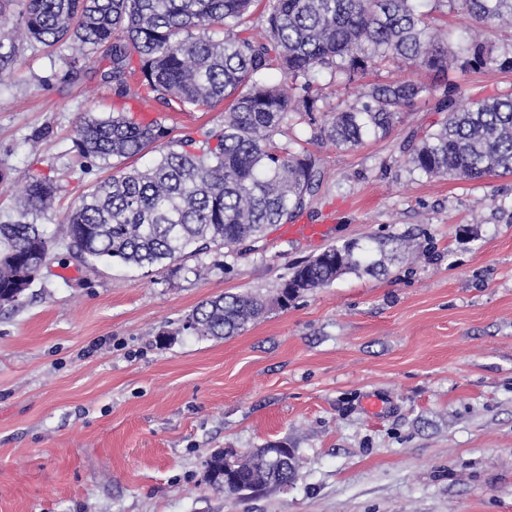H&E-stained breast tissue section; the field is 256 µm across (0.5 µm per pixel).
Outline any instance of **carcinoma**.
I'll list each match as a JSON object with an SVG mask.
<instances>
[{
  "instance_id": "obj_1",
  "label": "carcinoma",
  "mask_w": 512,
  "mask_h": 512,
  "mask_svg": "<svg viewBox=\"0 0 512 512\" xmlns=\"http://www.w3.org/2000/svg\"><path fill=\"white\" fill-rule=\"evenodd\" d=\"M259 0H23L20 19L0 53V83L15 76L24 45L69 42L61 58L66 73L101 52L111 64L103 74L113 96H130L129 69H140V87L183 112L221 102L224 124L197 137L168 138L169 128L125 112L86 115L73 147L80 157L112 164L115 172L80 194L63 215L66 249L89 271L97 264L180 269L187 259L224 248L255 250L273 224L305 211L322 185L320 159L286 139L305 124L311 139L356 147L385 135L399 115L420 99L436 100L447 113L436 130L411 136L403 161L428 178L478 181L512 174V93L455 102L438 83L409 78L375 82L364 101L323 111L318 76L350 84L389 63L424 68L439 77L461 65L512 70V47L499 52L473 41L455 49L431 25L425 0H269L261 31L249 25ZM459 5L476 24L512 25V0H436ZM277 70L281 82L268 73ZM322 116H316L317 112ZM159 150L149 167L125 161ZM19 188L16 217L0 224V305L20 304L41 270L54 259L55 241L37 218L56 212L52 179L29 170L0 167V184ZM411 249L408 239L375 238L368 245L324 250L292 269L274 300L259 293H225L197 305L182 330L224 339L259 319L274 303L281 308L301 290L321 288L349 272H384L386 262ZM296 450L259 448L232 461L218 451L207 461L216 492L241 499L264 496L292 482Z\"/></svg>"
}]
</instances>
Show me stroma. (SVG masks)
Masks as SVG:
<instances>
[{"instance_id":"1","label":"stroma","mask_w":512,"mask_h":512,"mask_svg":"<svg viewBox=\"0 0 512 512\" xmlns=\"http://www.w3.org/2000/svg\"><path fill=\"white\" fill-rule=\"evenodd\" d=\"M66 44L35 43L0 83V164L53 178L58 209L111 170L77 156L87 114L164 118L172 136L224 107L116 103L102 66L64 74ZM463 101L512 92V71L455 69ZM444 118L431 103L353 149L311 143L324 180L300 224L255 250H212L173 273L65 257L25 301L0 307V512H512V175L427 178L401 159ZM48 129L38 152L27 142ZM412 238L418 259L297 294L238 335L183 332L202 301L274 295L327 246ZM166 341H158V333ZM271 443L296 449L288 488L243 501L211 490L207 460Z\"/></svg>"}]
</instances>
